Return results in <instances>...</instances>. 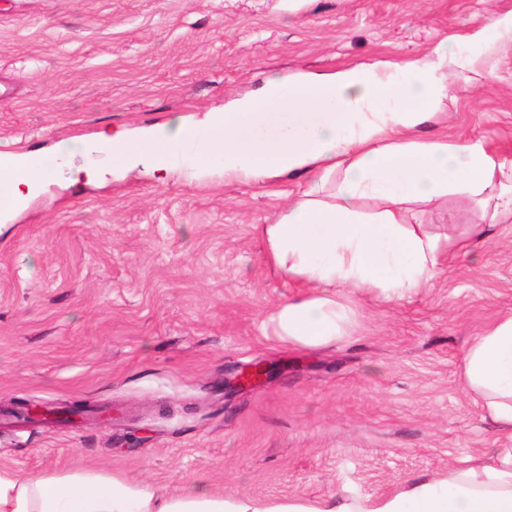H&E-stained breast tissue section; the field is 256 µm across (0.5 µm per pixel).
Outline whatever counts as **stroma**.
Returning a JSON list of instances; mask_svg holds the SVG:
<instances>
[{"mask_svg":"<svg viewBox=\"0 0 512 512\" xmlns=\"http://www.w3.org/2000/svg\"><path fill=\"white\" fill-rule=\"evenodd\" d=\"M509 13L512 0H0V151L201 124L269 75L418 61ZM448 83L417 137L463 136L512 161V42ZM306 185L220 165L197 177L183 157L161 180L78 153L0 213V466L315 501L384 497L502 447L463 358L512 315V221L433 287L391 301L341 291L343 336L299 349L266 322L299 290L268 263L261 227ZM475 209L455 193L404 215L457 236ZM255 363L263 380L225 391ZM19 400L98 410L25 422L10 415Z\"/></svg>","mask_w":512,"mask_h":512,"instance_id":"stroma-1","label":"stroma"}]
</instances>
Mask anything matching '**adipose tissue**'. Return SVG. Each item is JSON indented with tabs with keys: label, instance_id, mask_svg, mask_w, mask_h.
I'll return each mask as SVG.
<instances>
[{
	"label": "adipose tissue",
	"instance_id": "obj_1",
	"mask_svg": "<svg viewBox=\"0 0 512 512\" xmlns=\"http://www.w3.org/2000/svg\"><path fill=\"white\" fill-rule=\"evenodd\" d=\"M426 62L355 65L330 74L270 78L262 92L210 115L204 127L175 122L161 134L100 132L112 162L150 161L166 175L170 160L195 140L198 171L223 161L225 176L263 180L308 176L273 223L263 225L266 256L301 298L274 308L275 338L297 348L335 341L346 314L340 288L387 299L430 287L444 259L483 240L492 222L512 219V169L468 139H418L448 96L444 65L472 71L475 60L443 41ZM73 144L48 155L0 152V210L24 207L66 162ZM465 190L479 209L465 237L407 223L403 206ZM376 204L362 210L363 200ZM463 380L480 395L507 448H488L440 479L409 481L384 498L328 497L273 504L202 486L163 496L124 478L98 473L24 478L0 467V512H512V316L476 336L464 356Z\"/></svg>",
	"mask_w": 512,
	"mask_h": 512
}]
</instances>
